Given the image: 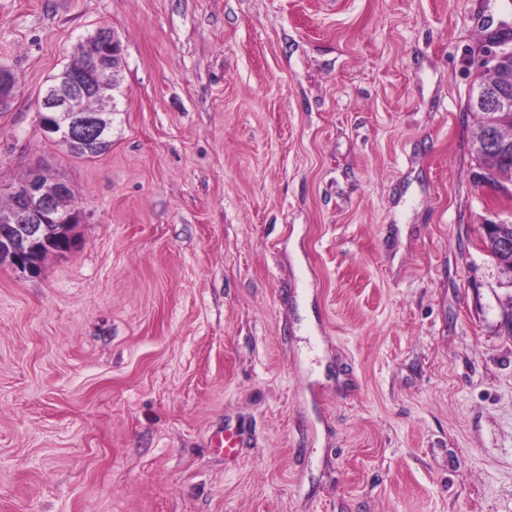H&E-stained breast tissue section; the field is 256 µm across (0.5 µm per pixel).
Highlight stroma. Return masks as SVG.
I'll list each match as a JSON object with an SVG mask.
<instances>
[{
    "mask_svg": "<svg viewBox=\"0 0 512 512\" xmlns=\"http://www.w3.org/2000/svg\"><path fill=\"white\" fill-rule=\"evenodd\" d=\"M102 27L123 94L76 158L38 100ZM511 29L512 0H0V189L81 210L38 277L0 264V512H512V200L465 109ZM508 225V223L487 224L485 228L490 253L495 258V261L503 271L504 267L508 265L512 266V247H510L508 250H500L497 247V244L498 238L503 233H506L510 239V242H512V224H510L511 228H508ZM490 226L494 227L491 228Z\"/></svg>",
    "mask_w": 512,
    "mask_h": 512,
    "instance_id": "35a3bbf8",
    "label": "stroma"
}]
</instances>
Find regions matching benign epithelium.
I'll return each instance as SVG.
<instances>
[{"mask_svg":"<svg viewBox=\"0 0 512 512\" xmlns=\"http://www.w3.org/2000/svg\"><path fill=\"white\" fill-rule=\"evenodd\" d=\"M92 39L105 46L108 58L65 66L37 108L45 135L67 147L90 149L112 143V115L117 111L116 95L121 93L122 48L110 29H99ZM17 92L16 77L0 67V108L9 106ZM9 194L11 206L0 209V263L35 276L41 244L68 242V227L77 223L78 211H62L67 188L39 173L10 187Z\"/></svg>","mask_w":512,"mask_h":512,"instance_id":"7a95c632","label":"benign epithelium"}]
</instances>
